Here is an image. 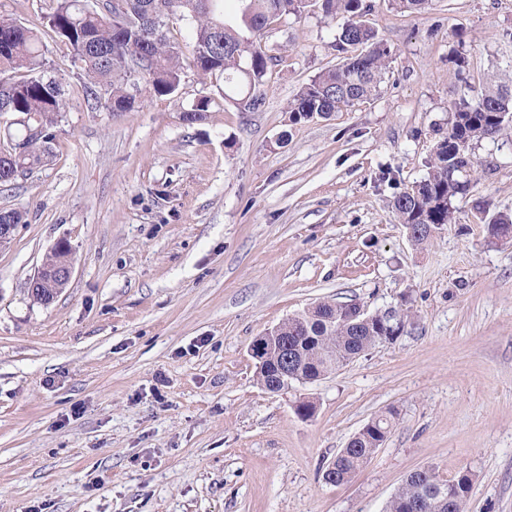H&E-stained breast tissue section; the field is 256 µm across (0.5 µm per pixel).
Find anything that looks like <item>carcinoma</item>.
<instances>
[{"instance_id": "1", "label": "carcinoma", "mask_w": 512, "mask_h": 512, "mask_svg": "<svg viewBox=\"0 0 512 512\" xmlns=\"http://www.w3.org/2000/svg\"><path fill=\"white\" fill-rule=\"evenodd\" d=\"M43 17V27L64 41L82 64L84 100L92 109L132 112L139 100L140 82L157 98L178 94L186 71L223 83V100L252 98V110L264 104L263 85L273 57L258 39L273 24L290 15L299 17L317 8L326 17H344L336 37L341 62L305 84L288 104L289 122L326 118L374 96L385 80L390 47L363 17L365 0H238L239 16L224 15V0H55ZM166 16L190 21L188 49L163 31ZM40 31L0 16V117H29L37 132L11 135L0 142V155L15 158L19 167H38L51 156L65 100L60 80L44 74ZM214 102L201 97L183 112L189 124L201 122ZM512 132V86L492 77L472 97L453 102L448 129H436L439 139L427 176L418 189L403 191L392 209L403 224H450L452 201L465 195L471 180L472 147L477 142ZM350 303L323 301L279 325L280 338L271 341L265 367L257 371L260 384L278 393L286 384L274 376L273 364L287 354L286 337L301 336L302 365L292 369L288 382L306 383L337 371L367 349L395 341L386 329L388 316L376 313L371 321L348 322ZM397 417L394 410L369 421L349 447L334 458V484L350 482L383 443ZM475 474L465 471L448 481L436 469L426 475L408 474L391 498L386 512H410L409 504L426 501L429 512H466Z\"/></svg>"}]
</instances>
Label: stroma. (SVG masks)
Wrapping results in <instances>:
<instances>
[{"label":"stroma","instance_id":"obj_1","mask_svg":"<svg viewBox=\"0 0 512 512\" xmlns=\"http://www.w3.org/2000/svg\"><path fill=\"white\" fill-rule=\"evenodd\" d=\"M392 60L370 101L290 124L288 102L340 58L342 18L267 34L265 106L187 74L177 98L92 110L70 48L43 34L66 104L44 166L0 189L25 224L0 247V512H384L423 466L471 471L468 512H512V137L475 144L455 223L412 240L393 197L427 173L451 107L512 75V0H367ZM467 61L454 76L453 52ZM287 144H278L282 131ZM72 278L27 281L58 240ZM322 300L407 311L402 336L271 393L249 354ZM316 406L311 418L299 400ZM395 424L349 483L323 471L372 418ZM64 252L65 255L58 263L43 262L38 271L27 283L28 295L38 304L47 306L56 298L58 293L70 282L73 272L72 250L64 239L58 240L51 252Z\"/></svg>","mask_w":512,"mask_h":512}]
</instances>
